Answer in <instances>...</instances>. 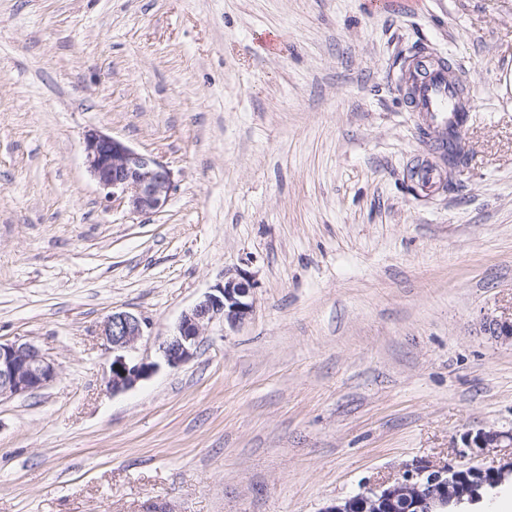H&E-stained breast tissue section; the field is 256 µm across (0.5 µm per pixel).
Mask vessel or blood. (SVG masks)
<instances>
[{"mask_svg":"<svg viewBox=\"0 0 512 512\" xmlns=\"http://www.w3.org/2000/svg\"><path fill=\"white\" fill-rule=\"evenodd\" d=\"M404 82L410 89L413 110L425 114L438 135L463 136L476 103L451 84L445 61L417 54L406 70ZM414 177L425 191L438 190L443 183L441 168L429 162L421 164Z\"/></svg>","mask_w":512,"mask_h":512,"instance_id":"vessel-or-blood-1","label":"vessel or blood"}]
</instances>
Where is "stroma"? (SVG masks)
Masks as SVG:
<instances>
[{
  "mask_svg": "<svg viewBox=\"0 0 512 512\" xmlns=\"http://www.w3.org/2000/svg\"><path fill=\"white\" fill-rule=\"evenodd\" d=\"M421 48L478 103L429 194ZM509 80L512 0H0V340L58 365L0 401V512H321L512 430ZM90 129L172 169L160 212L107 201ZM239 268L250 318L161 365ZM114 311L160 365L119 394ZM442 169L433 163H423L414 172V178L422 190L435 191L440 188L443 183Z\"/></svg>",
  "mask_w": 512,
  "mask_h": 512,
  "instance_id": "obj_1",
  "label": "stroma"
}]
</instances>
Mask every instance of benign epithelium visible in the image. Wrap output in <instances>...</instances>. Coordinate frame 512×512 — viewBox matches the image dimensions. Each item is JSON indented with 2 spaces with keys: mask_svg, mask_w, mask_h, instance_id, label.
<instances>
[{
  "mask_svg": "<svg viewBox=\"0 0 512 512\" xmlns=\"http://www.w3.org/2000/svg\"><path fill=\"white\" fill-rule=\"evenodd\" d=\"M85 164L90 175L112 201L133 214L152 215L167 203L174 189L172 170L151 154L135 151L123 141L97 131L84 136ZM253 281L242 270L224 274V282L206 293L180 317L173 334L158 345L166 365L176 368L192 360L206 328L216 319L234 327L253 311ZM147 321L118 311L101 324V336L112 350L107 386L114 394L127 392L159 368L134 355ZM484 330L494 338L512 341V319L486 317ZM57 376V365L28 342H0V400L34 395ZM490 448L512 449V430L468 431L461 436V458L480 456ZM512 480V456L499 466L447 463L436 466L418 460L394 482L378 483L352 497L336 500L321 512H465L484 495Z\"/></svg>",
  "mask_w": 512,
  "mask_h": 512,
  "instance_id": "benign-epithelium-1",
  "label": "benign epithelium"
}]
</instances>
